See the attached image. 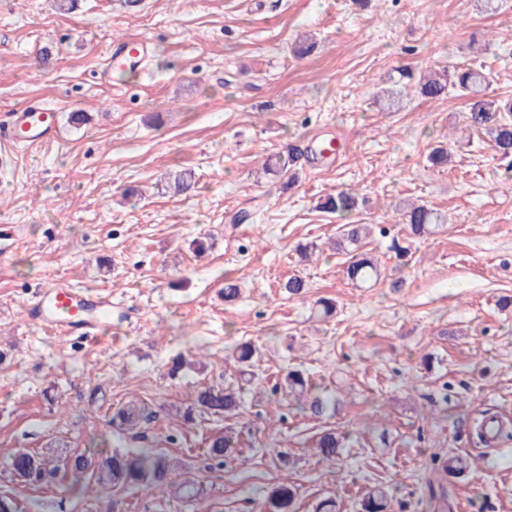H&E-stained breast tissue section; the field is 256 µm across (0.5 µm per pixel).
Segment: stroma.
Instances as JSON below:
<instances>
[{
	"instance_id": "stroma-1",
	"label": "stroma",
	"mask_w": 512,
	"mask_h": 512,
	"mask_svg": "<svg viewBox=\"0 0 512 512\" xmlns=\"http://www.w3.org/2000/svg\"><path fill=\"white\" fill-rule=\"evenodd\" d=\"M305 32L317 47L295 56ZM124 37L147 39V58L105 73ZM448 62L484 66L489 95H512V0L494 15L477 0H0V127L29 101L64 120L57 141L0 166V220L27 229L0 257V496L22 512H268L289 484L297 512L328 498L361 512L374 487L391 512H512V436L488 447L476 432L486 413L512 429V308L497 305L512 296V166L465 129L456 94L411 91L397 112L373 99L401 68ZM293 142L307 159L284 189L263 165ZM438 145L448 167L427 161ZM183 168L194 192L168 193ZM343 189L367 198L363 250L384 270L370 288L346 279L341 221L317 207ZM415 200L447 224L411 235L396 209ZM241 211L252 222L233 223ZM294 274L307 299L284 292ZM57 281L111 294L110 336L28 318ZM248 341L260 354L238 414L185 422L200 387L242 385L231 353ZM290 368L326 408L285 395ZM129 404L146 417L113 422ZM228 428L239 446L219 466L206 446ZM329 429L345 445L333 463L314 448ZM87 448L165 452L199 494L31 486L8 468L19 450ZM455 456L466 466L451 474Z\"/></svg>"
}]
</instances>
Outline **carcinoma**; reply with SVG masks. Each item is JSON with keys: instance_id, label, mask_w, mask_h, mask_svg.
I'll use <instances>...</instances> for the list:
<instances>
[{"instance_id": "carcinoma-1", "label": "carcinoma", "mask_w": 512, "mask_h": 512, "mask_svg": "<svg viewBox=\"0 0 512 512\" xmlns=\"http://www.w3.org/2000/svg\"><path fill=\"white\" fill-rule=\"evenodd\" d=\"M401 77L414 84L415 92L428 100L442 98L448 94V88L457 90L459 96L466 99L465 120L471 129L488 136L491 147L504 159L512 158V98H490L485 87L490 84L491 74L483 68L472 65H437L416 71L408 67ZM382 108L397 111L402 104V91L391 86L382 87L377 92ZM299 154L293 151L278 153L274 160L266 165V172L278 178H294L291 171L297 166ZM165 187L176 194L189 193L195 187V174L183 169L168 177ZM359 197L350 190H341L327 197L321 208L328 213L348 218L359 208ZM399 223L409 226L411 233L422 237L432 233V229L447 223L445 215L426 205L413 203L399 215ZM372 233L370 224H343L336 238V250L351 255L346 274L353 282H378L382 273L380 267L367 254L359 252L365 240ZM283 288L289 296L306 297V281L294 275L288 278ZM257 349L244 343L234 349L233 357L244 367L252 366ZM283 388L288 395L301 400L312 394V384L298 370H290L284 377ZM241 406V397L235 391L215 389L211 386L201 388L193 403L186 407L184 420L190 422L198 414L224 415L237 411ZM235 447L234 436L230 433L214 435L207 442L209 457L222 464L224 457ZM316 449L322 459L334 461L341 454L343 444L334 431L322 433L316 441ZM30 467L20 470L10 467L12 474L27 482H40L45 476L47 463L43 455L28 452ZM54 470L64 475H72L80 480L86 477L94 479L103 490L130 486L146 489L168 488L186 498L198 495V488L185 476L180 468L174 466L169 457L162 452H108L98 448L88 454L82 453L57 459ZM295 496L294 488L280 485L269 500V512H290ZM362 512H388L390 495L383 487L372 489L361 503Z\"/></svg>"}]
</instances>
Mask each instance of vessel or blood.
<instances>
[{
    "label": "vessel or blood",
    "instance_id": "1",
    "mask_svg": "<svg viewBox=\"0 0 512 512\" xmlns=\"http://www.w3.org/2000/svg\"><path fill=\"white\" fill-rule=\"evenodd\" d=\"M148 51L149 44L143 40L116 42L109 49L107 65L111 68L141 65ZM5 135L7 138L26 142L58 139L57 113L54 109L42 106L13 110ZM111 310L112 303L108 298L59 282L41 293L31 316L63 335L94 339L104 327L102 314Z\"/></svg>",
    "mask_w": 512,
    "mask_h": 512
}]
</instances>
